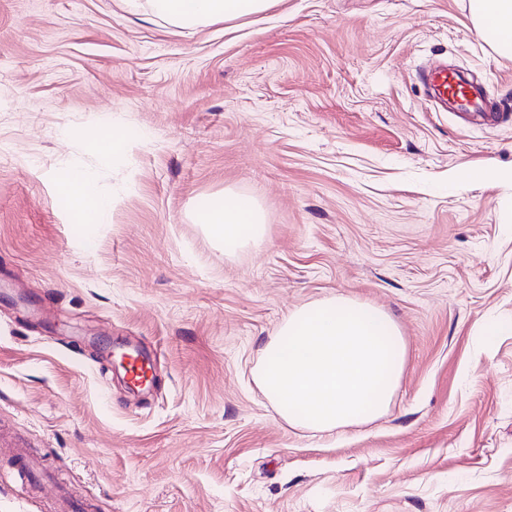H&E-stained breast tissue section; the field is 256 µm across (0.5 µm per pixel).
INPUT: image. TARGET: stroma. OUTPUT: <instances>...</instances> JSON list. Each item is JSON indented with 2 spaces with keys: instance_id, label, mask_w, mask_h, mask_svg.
Masks as SVG:
<instances>
[{
  "instance_id": "obj_1",
  "label": "stroma",
  "mask_w": 512,
  "mask_h": 512,
  "mask_svg": "<svg viewBox=\"0 0 512 512\" xmlns=\"http://www.w3.org/2000/svg\"><path fill=\"white\" fill-rule=\"evenodd\" d=\"M440 62L494 123L429 97ZM105 121L132 139L92 150ZM486 166L512 168V59L468 0H273L197 28L0 0V512H512V182L469 178ZM73 167L109 223L78 227ZM227 191L262 208L261 246L198 223ZM334 295L385 311L406 360L380 417L321 433L254 371ZM125 345L150 390L105 365ZM60 191L75 210L90 213L94 221L92 224L109 223L112 199L99 192L97 179L93 173L80 168L68 170Z\"/></svg>"
}]
</instances>
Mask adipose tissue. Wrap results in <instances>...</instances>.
I'll use <instances>...</instances> for the list:
<instances>
[{"label": "adipose tissue", "instance_id": "adipose-tissue-1", "mask_svg": "<svg viewBox=\"0 0 512 512\" xmlns=\"http://www.w3.org/2000/svg\"><path fill=\"white\" fill-rule=\"evenodd\" d=\"M271 2L144 0L143 5L153 15L176 26L194 28L263 12ZM469 13L477 34L498 54L512 57V0H469ZM60 191L74 209L89 212L94 223H109L112 200L99 192L93 173L80 168L68 170ZM198 219L228 251L256 246L264 239V212L254 200L244 196L228 193L205 199L199 207Z\"/></svg>", "mask_w": 512, "mask_h": 512}]
</instances>
